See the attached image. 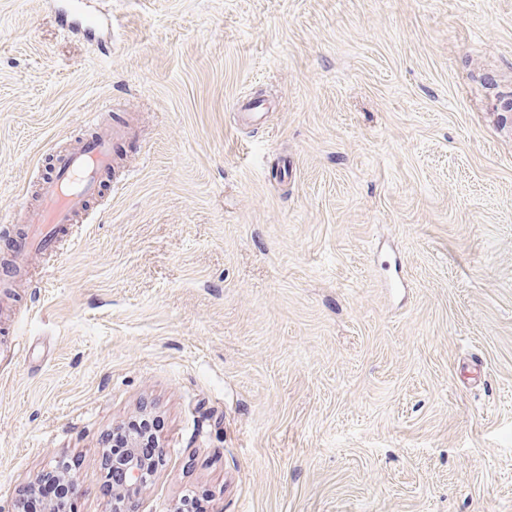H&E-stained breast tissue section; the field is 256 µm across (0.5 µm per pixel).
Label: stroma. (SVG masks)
Instances as JSON below:
<instances>
[{
	"label": "stroma",
	"instance_id": "35a3bbf8",
	"mask_svg": "<svg viewBox=\"0 0 512 512\" xmlns=\"http://www.w3.org/2000/svg\"><path fill=\"white\" fill-rule=\"evenodd\" d=\"M90 4L0 0V265L54 154L134 126L0 288V512L72 458L109 512L148 412L139 512H512V0ZM155 420L150 415H141L134 418L127 424L110 431L104 438V455L103 464L107 469V480L100 488V492L104 497L112 498V510L117 511L123 505L124 508L129 509V512H136L135 498H129L125 489H118L113 491V487L119 484L121 474L113 470L112 462L114 459H119L127 452L126 435L133 432H154Z\"/></svg>",
	"mask_w": 512,
	"mask_h": 512
}]
</instances>
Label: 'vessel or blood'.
I'll return each mask as SVG.
<instances>
[{
  "instance_id": "obj_1",
  "label": "vessel or blood",
  "mask_w": 512,
  "mask_h": 512,
  "mask_svg": "<svg viewBox=\"0 0 512 512\" xmlns=\"http://www.w3.org/2000/svg\"><path fill=\"white\" fill-rule=\"evenodd\" d=\"M93 126V134L79 149L56 155L51 172L42 182L41 203L26 216L27 228L17 242L13 264L6 269L0 286L9 287L11 281L24 276L29 253L50 250L57 230L85 213L90 200L100 193L104 178L111 176L113 148L130 135L131 129L99 120Z\"/></svg>"
}]
</instances>
